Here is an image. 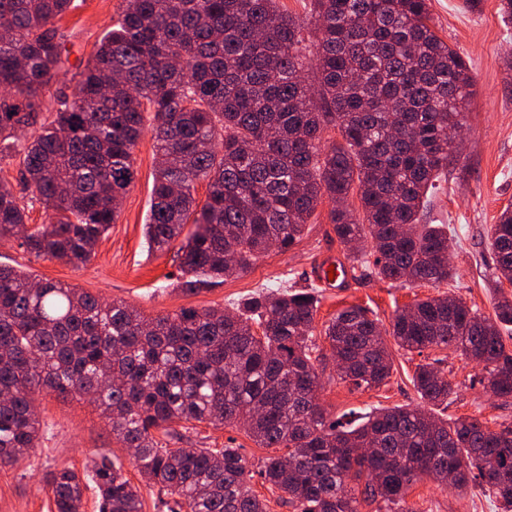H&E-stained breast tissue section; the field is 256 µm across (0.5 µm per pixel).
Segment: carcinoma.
I'll list each match as a JSON object with an SVG mask.
<instances>
[{
  "label": "carcinoma",
  "mask_w": 512,
  "mask_h": 512,
  "mask_svg": "<svg viewBox=\"0 0 512 512\" xmlns=\"http://www.w3.org/2000/svg\"><path fill=\"white\" fill-rule=\"evenodd\" d=\"M75 0H0V160L23 157L24 189L50 212L33 229L24 198L0 184V238L19 236L37 257L85 264L114 223L134 180V149L153 114L156 169L145 234L164 251L178 241V284L188 292L244 272L272 246L292 247L323 197L336 203L338 241L371 244L370 274L402 287L455 276L443 224H424L428 193L453 160L475 80L431 26L427 0H312L310 17L277 0H124L118 23L74 74L72 95L37 123L43 90L69 73L57 18ZM313 58L303 54L305 29ZM40 125L22 139L17 130ZM338 130L342 141L324 140ZM207 185L203 204L194 197ZM356 194L361 211L349 208ZM191 228H186V225ZM494 316L446 295L396 312L390 335L419 353L454 347L481 366L483 388L512 400V210L491 230ZM313 290L258 293L238 313L219 308L144 317L74 286L0 265V468L38 446L35 392L91 397L132 463L185 512H268L235 448H170L180 423L242 426L262 448L258 474L294 512H360L381 499L407 507L433 473L452 485L488 487L512 512V425L446 420L453 388L420 364L415 407L384 408L363 421L328 420L319 368L379 387L392 361L377 320L359 306L313 341ZM370 448L368 455L359 453ZM364 480L356 491L351 481ZM99 512H142L122 465L101 455L89 473L51 474L54 512H83L88 485Z\"/></svg>",
  "instance_id": "obj_1"
}]
</instances>
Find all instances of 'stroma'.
Listing matches in <instances>:
<instances>
[{
    "mask_svg": "<svg viewBox=\"0 0 512 512\" xmlns=\"http://www.w3.org/2000/svg\"><path fill=\"white\" fill-rule=\"evenodd\" d=\"M461 3L428 0L434 30L463 56L475 77L461 150L432 196L434 223L448 225L459 242L451 257L456 277L448 283L436 288H403L366 277L364 267L355 261L350 263L353 278L345 288L318 287L313 276L320 266L347 261L346 249L329 220L331 205L324 199L308 220L302 238L289 250L270 249L246 272L194 293L183 291L177 286L175 250H150L144 237L155 173L154 133L149 126L134 150V182L89 262L38 258L28 253L19 239L9 238L0 240V264L41 281L73 285L109 301H125L148 318L183 308L232 312L248 297L278 287L315 290L319 298L315 325L319 328L337 310L353 304L366 308L386 328L398 308L441 293L460 297L479 313L491 315L494 298L488 282L495 261L490 228L504 208L512 207V22L502 20L499 0H483L478 13L463 10ZM121 6L122 0H80L78 8L58 20L70 66L89 58L117 23ZM387 347L392 372L380 387L357 388L343 382L330 364L321 371L319 400L330 417L352 410L363 414L377 408L419 404L412 378L418 364L430 363L447 374L455 390L451 403L438 407L441 417L472 416L494 431L512 423V403L484 390L479 382L481 368L458 352L433 348L410 353L392 339ZM35 410L40 442L29 457L0 469V512H52L51 473L64 466L86 470L103 454L122 463L126 477L140 492L143 512H169L172 499L146 486L127 448L113 437L108 419L87 399L62 398L43 391L35 396ZM169 445L228 446L255 465L270 454L242 428H215L204 423L183 430L181 438L171 439ZM408 502L415 512H498L494 498L480 487H470L462 494L429 479L413 486Z\"/></svg>",
    "mask_w": 512,
    "mask_h": 512,
    "instance_id": "stroma-1",
    "label": "stroma"
}]
</instances>
